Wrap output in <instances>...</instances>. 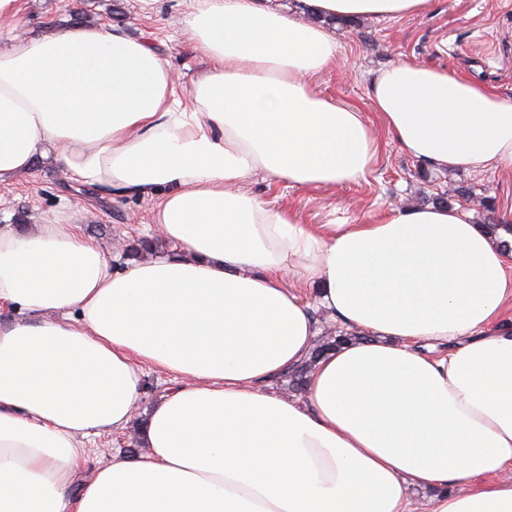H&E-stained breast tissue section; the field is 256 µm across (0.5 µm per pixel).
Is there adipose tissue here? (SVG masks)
<instances>
[{"label": "adipose tissue", "mask_w": 512, "mask_h": 512, "mask_svg": "<svg viewBox=\"0 0 512 512\" xmlns=\"http://www.w3.org/2000/svg\"><path fill=\"white\" fill-rule=\"evenodd\" d=\"M430 6L190 0L180 27L207 66L184 101L162 53L111 26L0 48V184L51 160L150 202L175 246L113 267L68 204L0 226L17 311L0 325V512H512V250L461 204L312 228L252 189L366 180L368 120L315 82L343 55L334 21ZM368 97L430 170L512 172L495 87L397 60ZM317 309L354 338L281 395ZM147 365L176 383L145 408ZM137 418L135 453L86 467L93 437Z\"/></svg>", "instance_id": "ef3b65f1"}]
</instances>
